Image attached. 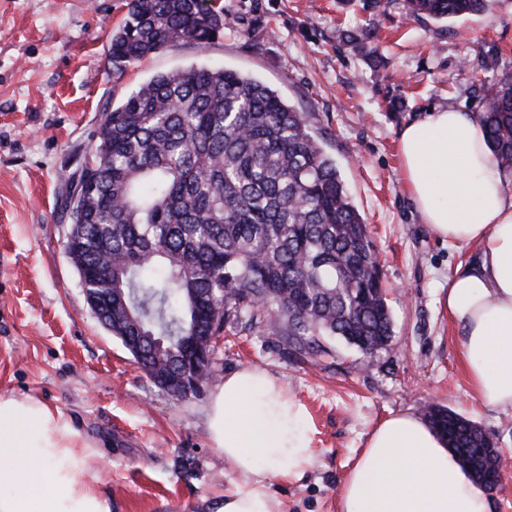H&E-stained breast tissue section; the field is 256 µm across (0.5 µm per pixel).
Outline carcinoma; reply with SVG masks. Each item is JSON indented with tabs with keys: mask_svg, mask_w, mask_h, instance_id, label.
<instances>
[{
	"mask_svg": "<svg viewBox=\"0 0 512 512\" xmlns=\"http://www.w3.org/2000/svg\"><path fill=\"white\" fill-rule=\"evenodd\" d=\"M487 0H405L406 16L481 14ZM234 30L206 0H128L109 57L121 70L186 42ZM480 113L497 162L512 171V77L479 79ZM64 208L78 275L112 274V323L162 339L177 364L196 327L197 302L224 300L210 335L246 313L279 320L293 350L318 357L339 338L365 355L389 346L391 316L368 227L309 113L262 82L190 66L157 74L102 113ZM426 417L463 466L492 490L500 477L492 436L444 408Z\"/></svg>",
	"mask_w": 512,
	"mask_h": 512,
	"instance_id": "carcinoma-1",
	"label": "carcinoma"
}]
</instances>
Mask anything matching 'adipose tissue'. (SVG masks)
<instances>
[{
    "label": "adipose tissue",
    "instance_id": "adipose-tissue-1",
    "mask_svg": "<svg viewBox=\"0 0 512 512\" xmlns=\"http://www.w3.org/2000/svg\"><path fill=\"white\" fill-rule=\"evenodd\" d=\"M403 178L421 220L441 241L476 246L448 279V317L463 331L461 363L474 396L512 410V175L496 162L477 116L458 106L401 130ZM208 432L239 475L215 512H280L271 479L301 475L313 458L306 406L268 371L224 377ZM94 452L70 418L38 398L0 395V512H111ZM486 493L418 414L381 421L347 472L340 512H486Z\"/></svg>",
    "mask_w": 512,
    "mask_h": 512
}]
</instances>
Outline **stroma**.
Masks as SVG:
<instances>
[{"label": "stroma", "instance_id": "35a3bbf8", "mask_svg": "<svg viewBox=\"0 0 512 512\" xmlns=\"http://www.w3.org/2000/svg\"><path fill=\"white\" fill-rule=\"evenodd\" d=\"M236 31L115 69L108 56L127 0H0V395L60 408L95 446L89 467L112 512H213L237 476L206 428L225 374L258 367L283 379L309 413L314 456L302 477L272 480L285 512H339L342 480L384 417L446 407L491 433L502 479L487 512H512V411L476 399L448 318V276L475 254L423 224L401 176L402 127L432 108L482 109L471 72L512 75V0L448 22L405 19L363 0H215ZM374 29L390 80L378 84L346 32ZM230 68L263 82L299 111L334 160L375 242L393 320L391 346L364 357L341 339L327 355L295 357L273 320L228 325L212 375L183 398L135 364L88 307L66 256L65 176L79 170L106 105L153 75ZM404 101L388 112V97Z\"/></svg>", "mask_w": 512, "mask_h": 512}]
</instances>
